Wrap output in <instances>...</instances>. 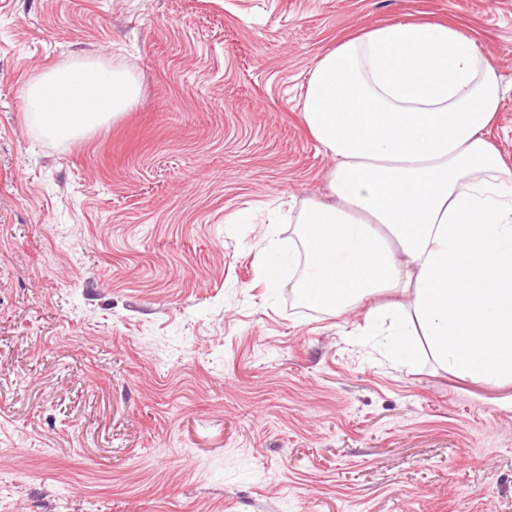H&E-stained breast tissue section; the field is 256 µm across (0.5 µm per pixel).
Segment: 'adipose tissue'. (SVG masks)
I'll list each match as a JSON object with an SVG mask.
<instances>
[{"label": "adipose tissue", "mask_w": 512, "mask_h": 512, "mask_svg": "<svg viewBox=\"0 0 512 512\" xmlns=\"http://www.w3.org/2000/svg\"><path fill=\"white\" fill-rule=\"evenodd\" d=\"M141 93L122 68L51 67L27 85L43 134L75 139ZM496 69L445 23L396 21L340 39L311 70L302 112L336 160L331 202H308V272L289 288L341 311L380 296L372 326L512 406V167L489 137Z\"/></svg>", "instance_id": "ef3b65f1"}]
</instances>
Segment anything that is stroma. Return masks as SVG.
Wrapping results in <instances>:
<instances>
[{"label":"stroma","mask_w":512,"mask_h":512,"mask_svg":"<svg viewBox=\"0 0 512 512\" xmlns=\"http://www.w3.org/2000/svg\"><path fill=\"white\" fill-rule=\"evenodd\" d=\"M400 19L495 67L512 166V0H0V512H512L495 391L256 268L330 198L314 63ZM84 58L140 97L46 138L26 86Z\"/></svg>","instance_id":"1"}]
</instances>
